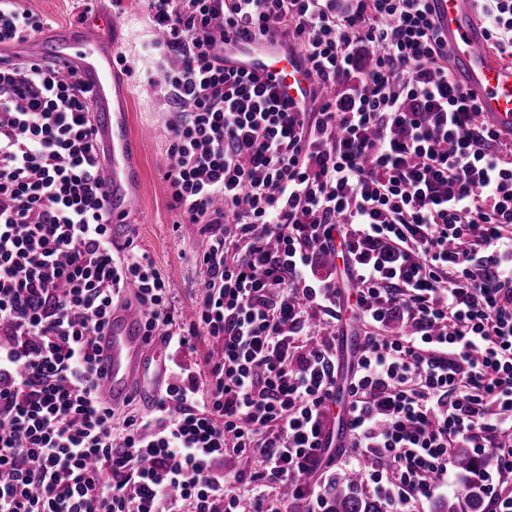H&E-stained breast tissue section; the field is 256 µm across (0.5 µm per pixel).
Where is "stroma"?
Here are the masks:
<instances>
[{"label":"stroma","mask_w":512,"mask_h":512,"mask_svg":"<svg viewBox=\"0 0 512 512\" xmlns=\"http://www.w3.org/2000/svg\"><path fill=\"white\" fill-rule=\"evenodd\" d=\"M110 11L112 23L119 32L116 50L127 58L124 69L115 77L112 92L123 97L131 134L141 146L137 158L140 182L136 241L170 283L173 303L182 320L188 323L195 314L192 285L202 277L193 256L205 247L207 239L198 225L173 224L175 214L169 208V187L164 178L171 163L166 131L169 116L150 97L143 83L144 73L151 67L145 51L151 39L145 6L142 0H121Z\"/></svg>","instance_id":"stroma-1"}]
</instances>
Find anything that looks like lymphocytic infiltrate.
I'll return each mask as SVG.
<instances>
[{
    "mask_svg": "<svg viewBox=\"0 0 512 512\" xmlns=\"http://www.w3.org/2000/svg\"><path fill=\"white\" fill-rule=\"evenodd\" d=\"M144 4L169 206L207 238L188 323L149 254L112 242L89 92L13 61L45 22L0 0V512H328L314 475L348 307L357 475L417 512L467 446L490 459L473 483L497 476L493 512H512V135L456 84L431 0ZM476 8L512 59V0ZM232 34L307 59L305 111L225 68ZM338 239L350 297L318 270ZM119 302L147 337L211 346L117 426L96 356Z\"/></svg>",
    "mask_w": 512,
    "mask_h": 512,
    "instance_id": "lymphocytic-infiltrate-1",
    "label": "lymphocytic infiltrate"
}]
</instances>
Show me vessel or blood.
Instances as JSON below:
<instances>
[{"label": "vessel or blood", "instance_id": "b4317fda", "mask_svg": "<svg viewBox=\"0 0 512 512\" xmlns=\"http://www.w3.org/2000/svg\"><path fill=\"white\" fill-rule=\"evenodd\" d=\"M435 16L448 38L456 77L477 102L483 119L501 132L512 133V61L489 48L475 0H437ZM223 53L226 68L274 84L294 108L308 106L313 87L309 66L303 58L283 51L275 39L236 36L225 42ZM28 54L55 57L90 89L91 121L110 222L125 223L138 209L139 174L126 109L112 101L117 63L111 16L100 9L82 26L59 28L46 40L33 38ZM97 363L103 397L115 407L133 398L150 405L154 392L170 378L167 343L148 342L141 313L120 304L113 307L99 341Z\"/></svg>", "mask_w": 512, "mask_h": 512}]
</instances>
